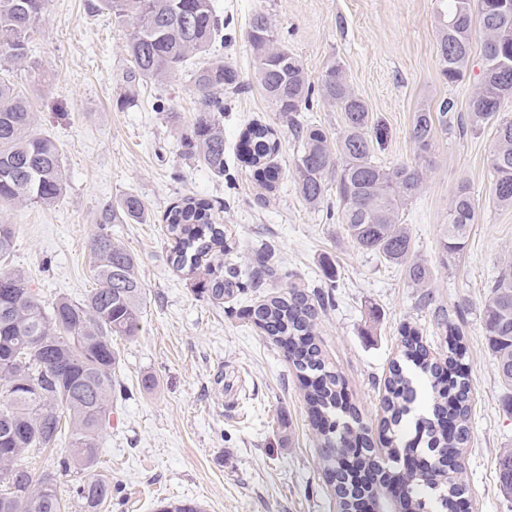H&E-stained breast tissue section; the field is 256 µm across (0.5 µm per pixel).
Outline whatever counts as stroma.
<instances>
[{"label": "stroma", "instance_id": "1", "mask_svg": "<svg viewBox=\"0 0 512 512\" xmlns=\"http://www.w3.org/2000/svg\"><path fill=\"white\" fill-rule=\"evenodd\" d=\"M85 3L50 0L30 36L32 65L14 74L39 114L36 132L63 145L67 189L52 208L13 206L4 216L16 226L10 268L30 275L51 301L79 300L93 288L90 242L105 206L131 192L150 215L144 224L108 226L113 240L135 255L146 290L138 336L114 342L121 390L96 468L112 479L108 512H157L164 502H192L201 512L339 510L319 466L304 384L283 349L245 316L258 293L218 302L172 265L162 217L182 197L211 202L226 229L229 259L250 263L253 249L265 244L296 286L332 293L318 320V342L371 439L379 437L384 382L399 358L403 327L418 330L434 357L448 351L445 327L434 308L419 305L404 269L354 243L338 220L336 198L313 208L297 193L301 144L254 79L247 30L258 10L311 78L342 66L373 116L381 165L413 162L409 130L416 113L454 100L455 116L447 129H435L423 187L402 217L414 258L432 270L435 308L462 332L471 385L465 451L471 512H512L496 475L500 449L512 448V388L498 378L480 321L490 281L512 260V207L489 193L493 126L460 124L480 78V26L472 28L463 78L449 83L439 71V0H214L233 22L224 59L242 84L219 118V175L182 152L201 100L190 68L140 85L133 103L118 107L128 30L109 15L88 13ZM252 123L271 125L280 140L274 158L280 177L270 191L241 152V134ZM462 185L475 198L477 219L464 253L446 265L441 233Z\"/></svg>", "mask_w": 512, "mask_h": 512}]
</instances>
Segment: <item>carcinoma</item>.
<instances>
[{"label":"carcinoma","instance_id":"carcinoma-1","mask_svg":"<svg viewBox=\"0 0 512 512\" xmlns=\"http://www.w3.org/2000/svg\"><path fill=\"white\" fill-rule=\"evenodd\" d=\"M439 14V64L444 80L458 81L471 53L473 17L484 32L483 66L470 100L468 121L473 129L494 125V143L487 158L490 192L502 206H512V117L500 115L512 98V9L498 0H442ZM49 0H0V55L15 67L29 61V38L44 18ZM89 13L107 12L130 33L125 51L132 67L126 74L129 94L141 83L162 81L196 59L194 83L201 92L199 116L182 136L185 153L208 169L224 173V131L215 113L224 112V92L239 87L236 69L224 63V20L213 0H87ZM247 38L254 54V76L266 99L291 121L301 150L297 154L295 188L316 208L327 200L328 178L336 176V199L342 205L338 219L348 236L365 251L405 269L412 287L421 289L419 304H434L431 270L413 258L411 237L401 212L422 187L420 164L383 166L373 154L370 112L355 93L342 68L329 66L314 83L301 60L283 44L268 15L258 10L249 23ZM342 113L344 130L330 144L327 133L314 124L295 121L310 106L314 94ZM455 102L444 99L436 112L415 116L409 135L421 160L432 146L435 126L448 130V114ZM36 113L27 95L7 79H0V207H53L65 189L64 154L51 136L35 135ZM247 160L261 166L267 186L278 178L273 157L279 151L276 131L250 125L242 133ZM474 198L465 187L451 198L442 249L446 259L466 248L476 223ZM144 224L149 219L134 193L112 204V220ZM174 242L171 263L196 279L197 290L216 300L234 289L257 291L265 281L288 278L275 252L257 250L249 266L201 261L227 250L224 225L212 205L187 196L172 204L163 216ZM15 225L0 219V261L15 247ZM91 272L95 288L80 301L61 297L47 302L21 272L0 271V512H69L76 503L82 512H104L112 506V481L93 473L99 439L110 421L112 399L120 383L116 377L119 352L112 338L139 335L146 289L137 274V259L112 240L103 227L91 241ZM332 301L331 293L286 288L274 292L247 310V317L273 337L296 370L313 379L304 400L319 447V463L334 487L341 512H357L361 482L356 474L337 470L338 450L361 444V469L373 475L371 503L376 512L392 504L376 497L402 470L410 455L423 454L432 462L412 474L399 501L403 512H456L466 493L463 464L469 438L470 383L466 373L451 378L444 367L456 368L463 356L458 327L442 310L435 312L448 325L452 340L443 363L430 357L423 337L404 330L402 362L394 363L385 380L381 426L387 438L372 447L358 408L344 393L341 376L316 343L319 312ZM481 319L495 369L501 382L512 387V261L500 268L481 307ZM422 380L429 394L426 414L412 430L403 429L404 416L416 400L414 384ZM65 448L51 470L39 473L23 463L29 452L53 450L62 439ZM85 474L63 497L60 478ZM497 480L503 496L512 498V448L500 450Z\"/></svg>","mask_w":512,"mask_h":512}]
</instances>
